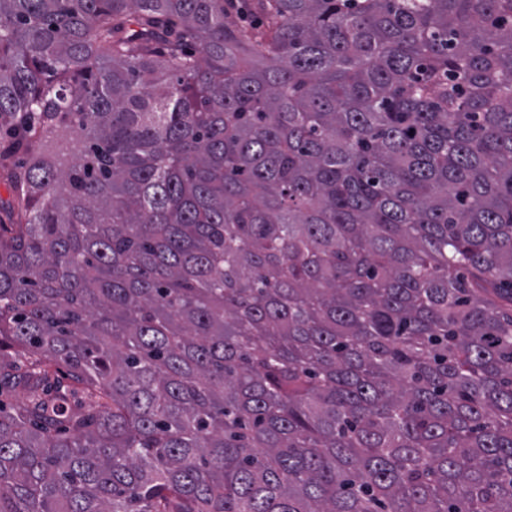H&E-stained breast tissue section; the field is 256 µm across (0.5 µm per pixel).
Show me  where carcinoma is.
Returning a JSON list of instances; mask_svg holds the SVG:
<instances>
[{"label":"carcinoma","mask_w":512,"mask_h":512,"mask_svg":"<svg viewBox=\"0 0 512 512\" xmlns=\"http://www.w3.org/2000/svg\"><path fill=\"white\" fill-rule=\"evenodd\" d=\"M234 10L0 0V512H512V0Z\"/></svg>","instance_id":"1"}]
</instances>
